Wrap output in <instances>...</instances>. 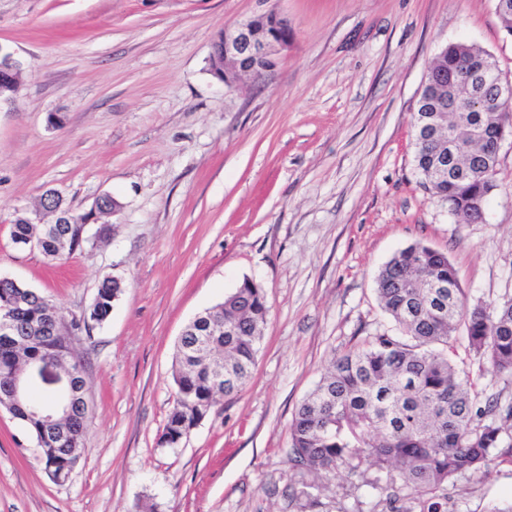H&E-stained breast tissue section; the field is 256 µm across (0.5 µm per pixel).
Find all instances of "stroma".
Masks as SVG:
<instances>
[{"label":"stroma","instance_id":"obj_1","mask_svg":"<svg viewBox=\"0 0 512 512\" xmlns=\"http://www.w3.org/2000/svg\"><path fill=\"white\" fill-rule=\"evenodd\" d=\"M270 9L288 19V50L225 90L208 71L214 38ZM453 41L512 83L494 0H0V46L22 64L0 104V277L67 323L104 279L123 288L72 342L89 414L68 481L0 407V512H420L401 479L296 468L290 425L335 357L394 329L375 278L397 251L445 253L469 303L512 295V135L482 223H457L415 170L416 101ZM49 189L77 214L104 194L120 208L91 215L88 242L52 261L11 240L16 212ZM247 278L270 309L249 381L179 447L159 446L183 328ZM448 355L479 392L512 398L465 330ZM435 499L440 512L511 505L512 466Z\"/></svg>","mask_w":512,"mask_h":512}]
</instances>
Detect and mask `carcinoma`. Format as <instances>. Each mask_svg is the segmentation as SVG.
Listing matches in <instances>:
<instances>
[{
	"instance_id": "obj_1",
	"label": "carcinoma",
	"mask_w": 512,
	"mask_h": 512,
	"mask_svg": "<svg viewBox=\"0 0 512 512\" xmlns=\"http://www.w3.org/2000/svg\"><path fill=\"white\" fill-rule=\"evenodd\" d=\"M495 65L481 48L450 42L435 57L413 115L415 167L420 185L448 205L461 224H479L497 189L499 138L512 133V100L498 95L495 80L484 83L485 107L460 109L469 77ZM484 136L475 139L473 126ZM91 214L72 215L69 224L13 221L11 240L57 259L88 241ZM121 294L116 280L99 286L84 326L100 324ZM382 309L397 332L378 333L337 357L317 386L297 407L290 426L293 462L308 472L355 473L366 464L395 470L412 494L422 498L457 478L476 475L492 464L512 465V400L480 399L470 373L448 358L452 333L464 327L468 350L479 368L489 365L512 379V296L469 306L448 257L420 243L397 251L377 278ZM10 310L15 336L0 334V382L22 366L55 362L74 367L68 336L47 335L59 318L44 297L7 278L0 279V309ZM269 308L260 285L247 279L184 328L177 346L174 383L178 398L159 445L176 448L187 432L214 408L218 398L243 387L267 323ZM0 405L36 439L48 433L44 416L29 398ZM54 427L75 445L52 436L40 458L60 481L85 449L87 425L79 410L55 417Z\"/></svg>"
}]
</instances>
